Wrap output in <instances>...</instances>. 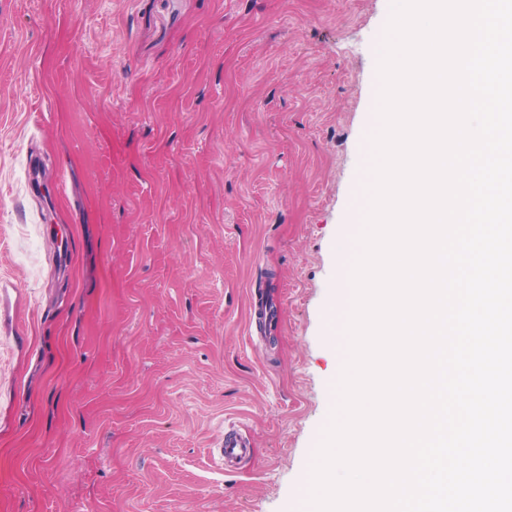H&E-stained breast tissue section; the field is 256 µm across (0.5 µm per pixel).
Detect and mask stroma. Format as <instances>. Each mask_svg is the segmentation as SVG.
Here are the masks:
<instances>
[{
  "label": "stroma",
  "mask_w": 512,
  "mask_h": 512,
  "mask_svg": "<svg viewBox=\"0 0 512 512\" xmlns=\"http://www.w3.org/2000/svg\"><path fill=\"white\" fill-rule=\"evenodd\" d=\"M390 11L0 0V512H311ZM251 444L249 440H244L236 435L224 436V445L219 448L220 457L224 460V468L226 470L233 468L246 455Z\"/></svg>",
  "instance_id": "stroma-1"
}]
</instances>
